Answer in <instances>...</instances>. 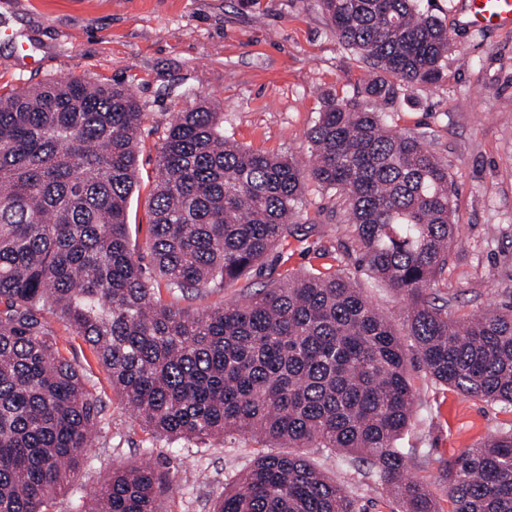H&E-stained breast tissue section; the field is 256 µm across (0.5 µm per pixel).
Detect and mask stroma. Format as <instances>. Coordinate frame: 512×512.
<instances>
[{
    "label": "stroma",
    "instance_id": "obj_1",
    "mask_svg": "<svg viewBox=\"0 0 512 512\" xmlns=\"http://www.w3.org/2000/svg\"><path fill=\"white\" fill-rule=\"evenodd\" d=\"M460 0H433L448 26L451 53L436 85L399 92L386 106L390 125L421 136L448 164L456 241L438 294L466 317L512 300V31L459 26ZM77 77L128 88L145 114L140 127L131 228L145 225L155 180L157 147L173 113L212 104L224 114V134L245 148L294 157L310 165L307 132L325 96L361 91L369 68L341 44L318 0H19L0 4V90ZM344 196L308 183L294 217L303 232L276 244L261 264L234 284L202 289L194 310L245 302L258 288L318 269L354 278L376 310L413 341L400 294L368 277L351 248ZM69 355L101 393L105 409L95 445L75 483L53 512H76L113 468L151 464L166 471L160 512H213L225 487L268 453L287 445L251 434L172 439L146 428L112 389L86 344L71 337ZM417 404L396 441L405 473L430 491L438 512L451 504L442 480L448 459L512 429V408L464 398L409 360ZM339 482L358 512H399L364 466L323 448L304 451Z\"/></svg>",
    "mask_w": 512,
    "mask_h": 512
}]
</instances>
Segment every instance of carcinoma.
I'll return each mask as SVG.
<instances>
[{
  "label": "carcinoma",
  "mask_w": 512,
  "mask_h": 512,
  "mask_svg": "<svg viewBox=\"0 0 512 512\" xmlns=\"http://www.w3.org/2000/svg\"><path fill=\"white\" fill-rule=\"evenodd\" d=\"M422 2L321 0L376 77L326 99L307 168L227 140L205 104L173 115L157 148L151 275L126 221L144 117L133 94L73 78L0 93V512H50L104 409L52 316L154 432L326 448L367 464L400 512H438L395 447L416 401L408 355L350 276H290L202 312L163 302L157 285L187 298L238 281L295 230L312 180L347 196L359 263L407 298L419 364L466 398L512 407V303L460 318L433 292L454 242L448 165L377 111L444 77L448 26ZM443 479L452 512H512V430L448 460ZM166 489L154 466L116 468L88 512H158ZM215 512L357 509L304 455L268 454Z\"/></svg>",
  "instance_id": "carcinoma-1"
}]
</instances>
